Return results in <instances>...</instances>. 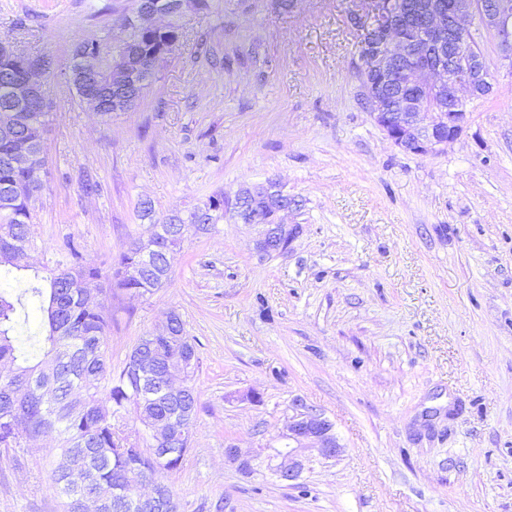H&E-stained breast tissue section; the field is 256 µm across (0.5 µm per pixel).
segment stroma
<instances>
[{
	"label": "stroma",
	"instance_id": "1",
	"mask_svg": "<svg viewBox=\"0 0 512 512\" xmlns=\"http://www.w3.org/2000/svg\"><path fill=\"white\" fill-rule=\"evenodd\" d=\"M207 3L184 9L180 45L106 124L62 73L75 39L125 37L134 0H0V44L57 72L32 227L47 260L71 239L110 272L151 223L268 179L298 202L284 252L228 214L185 234L166 286L104 298L113 369L169 312L195 341L191 448L163 476L181 512H512V71L497 38H480L492 93L458 139L417 155L363 95L364 0ZM297 398L332 422L338 459L296 487L226 462V446L276 444ZM59 461L49 439L0 447V512H65Z\"/></svg>",
	"mask_w": 512,
	"mask_h": 512
}]
</instances>
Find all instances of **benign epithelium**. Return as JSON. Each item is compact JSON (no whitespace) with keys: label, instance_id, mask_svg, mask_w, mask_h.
<instances>
[{"label":"benign epithelium","instance_id":"benign-epithelium-1","mask_svg":"<svg viewBox=\"0 0 512 512\" xmlns=\"http://www.w3.org/2000/svg\"><path fill=\"white\" fill-rule=\"evenodd\" d=\"M368 2L371 22L363 26L358 72L370 112L401 150L419 155L434 153L461 134L469 101L490 94L493 88V75L484 54L473 44L474 29L498 38L501 57L512 70V0ZM186 4L187 0H138L137 27L158 39V44L148 50L142 44L123 41L112 68L139 70L156 65L170 54L176 43L159 40L168 24L158 20L181 14ZM0 54L9 57L20 73L11 85L18 109L45 111L44 61L2 44ZM73 56L77 64L74 77L82 84L98 83L100 56L82 48ZM238 194L264 201L275 213L272 224L266 223L261 214L253 215L252 225L258 228L257 249L264 253L286 249L298 233V227L290 228L281 219L293 196L269 180L242 188ZM179 435V427L165 421L154 427L152 438L170 454ZM280 441L278 447L267 445L248 453L229 445L224 455L246 475L255 473V464L265 458L279 478L294 483L314 462L338 458L343 452L333 424L301 399L292 402Z\"/></svg>","mask_w":512,"mask_h":512}]
</instances>
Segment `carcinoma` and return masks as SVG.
Here are the masks:
<instances>
[{
    "label": "carcinoma",
    "instance_id": "cac0c4a2",
    "mask_svg": "<svg viewBox=\"0 0 512 512\" xmlns=\"http://www.w3.org/2000/svg\"><path fill=\"white\" fill-rule=\"evenodd\" d=\"M9 72L0 60V127L14 128L28 142L32 164L46 166L44 142L49 123L47 112H10L9 89L3 84ZM111 82L99 87L97 99L87 98L84 87L71 86L79 102L92 109L105 122L112 119V84L132 80L138 84L128 101L119 107L130 112L139 104L152 76L129 78L127 73L110 76ZM16 142L0 138V273L24 283L12 295L0 291V444L21 446L23 441L53 438L64 468H53L50 486L66 498L67 512H79L83 493L95 488L112 499L126 500L127 507L106 512H153L154 505L135 506L140 480L151 475L166 494V505L178 503L162 474L180 467L184 456L175 459L154 450L152 428L162 419L185 425L191 433L197 395L192 378L199 368L195 343L184 335L153 332L141 338L128 354L123 367L112 370L107 332L112 317L105 310L101 294L117 287L135 296H144L169 282L171 260L179 245L151 255L145 248L152 240L138 239L119 253L113 262V275L107 287L98 289L96 300L87 299L90 282L104 279L96 265L86 261L78 245L64 244L65 261L49 268L46 250L25 239L27 225L33 223L37 195L31 192V167L16 165L12 154ZM210 211L209 226L193 221L194 213L172 215L170 224H183L185 231L208 234L224 220V193L209 197L200 206ZM42 314L39 354L21 347L15 335L18 309L24 302ZM146 354L165 375L176 366L178 357L190 359L182 387L154 388L138 367ZM25 421V436H20L15 417Z\"/></svg>",
    "mask_w": 512,
    "mask_h": 512
}]
</instances>
